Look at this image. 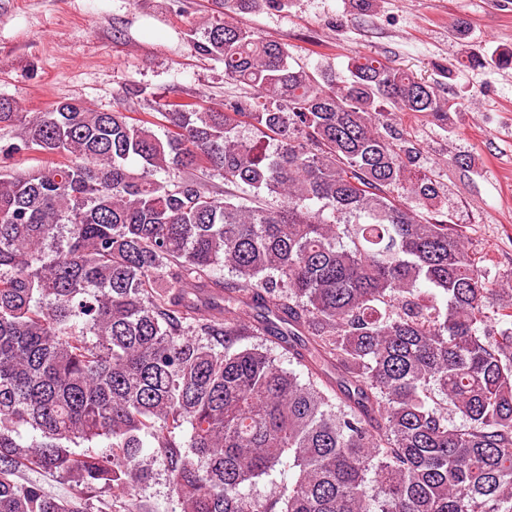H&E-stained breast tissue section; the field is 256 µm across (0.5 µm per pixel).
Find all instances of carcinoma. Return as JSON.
Returning a JSON list of instances; mask_svg holds the SVG:
<instances>
[{"mask_svg": "<svg viewBox=\"0 0 512 512\" xmlns=\"http://www.w3.org/2000/svg\"><path fill=\"white\" fill-rule=\"evenodd\" d=\"M212 4L193 49L247 96L0 99L46 158L0 174V512H148L159 458L180 512H512V299L403 128L459 102L235 21L288 0ZM24 479L39 483L48 493L57 497L69 495L70 485L57 474L46 473L40 470H26L22 473Z\"/></svg>", "mask_w": 512, "mask_h": 512, "instance_id": "obj_1", "label": "carcinoma"}]
</instances>
